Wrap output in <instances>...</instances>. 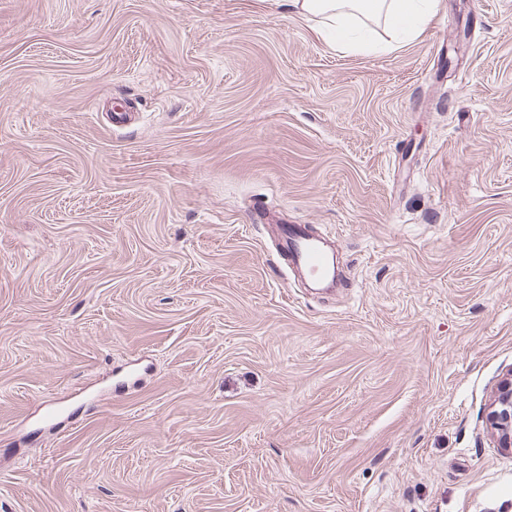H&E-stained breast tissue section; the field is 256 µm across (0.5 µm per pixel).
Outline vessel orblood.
<instances>
[{
  "mask_svg": "<svg viewBox=\"0 0 512 512\" xmlns=\"http://www.w3.org/2000/svg\"><path fill=\"white\" fill-rule=\"evenodd\" d=\"M278 238L280 249L293 268L318 282L335 279L336 269L330 261L329 245L310 235L305 227L299 224L279 225Z\"/></svg>",
  "mask_w": 512,
  "mask_h": 512,
  "instance_id": "obj_1",
  "label": "vessel or blood"
}]
</instances>
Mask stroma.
<instances>
[{
    "label": "stroma",
    "mask_w": 512,
    "mask_h": 512,
    "mask_svg": "<svg viewBox=\"0 0 512 512\" xmlns=\"http://www.w3.org/2000/svg\"><path fill=\"white\" fill-rule=\"evenodd\" d=\"M509 376L512 0H0V512H512ZM294 17L316 20L318 35L331 44L362 53L375 48L366 34L370 23L412 34L431 15L434 0H284ZM281 251L288 256L290 265L317 282L334 281L335 266L331 265L330 247L312 236L301 224L278 226ZM489 424L497 435L499 448L512 447V377L504 382L489 412Z\"/></svg>",
    "instance_id": "35a3bbf8"
}]
</instances>
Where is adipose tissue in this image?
Here are the masks:
<instances>
[{
	"instance_id": "obj_1",
	"label": "adipose tissue",
	"mask_w": 512,
	"mask_h": 512,
	"mask_svg": "<svg viewBox=\"0 0 512 512\" xmlns=\"http://www.w3.org/2000/svg\"><path fill=\"white\" fill-rule=\"evenodd\" d=\"M287 4L295 17L315 20L317 34L335 46L362 53L373 44L367 35L370 24L411 34L431 15L435 0H271Z\"/></svg>"
}]
</instances>
